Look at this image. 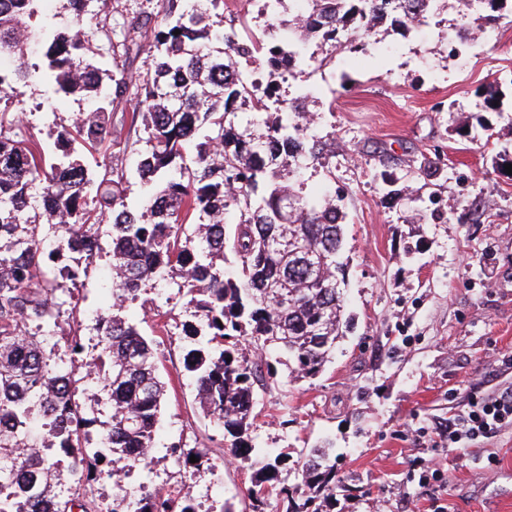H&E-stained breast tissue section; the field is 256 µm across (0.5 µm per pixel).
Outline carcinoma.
Segmentation results:
<instances>
[{"label": "carcinoma", "mask_w": 512, "mask_h": 512, "mask_svg": "<svg viewBox=\"0 0 512 512\" xmlns=\"http://www.w3.org/2000/svg\"><path fill=\"white\" fill-rule=\"evenodd\" d=\"M440 2L300 0L294 28L279 21L271 29L286 34L266 40L213 20L211 8L223 0H160L147 43L138 39L140 17L123 28L126 50L149 60L145 74L135 84L109 76L115 89L103 96V71L84 35L87 19H98L88 0H68L64 30L43 15V0H0V61L14 62L0 74V98L37 79L57 94L96 101L74 130L58 134L52 153L30 134H0V512H92L57 491L65 457L84 486L104 459L122 471L147 466L165 385L157 349L124 311L162 282L187 298L185 368L203 414L224 427L226 453L258 465L251 512L273 498L281 512H326L336 495L332 444L311 451L301 484L290 488L280 478L283 455L256 447L251 428L263 376L275 378L277 364L293 379L319 375L349 327L339 261L344 215L329 195L297 188L301 161L323 145L317 122L304 117L313 89L300 85L281 99L252 76L265 67L285 81L338 50L364 49L366 35L388 19L408 32ZM32 37L43 49L34 65L25 53ZM314 42L331 52L316 56ZM128 100L139 105L128 120L146 144L137 208L126 201L123 174L91 177L74 149L114 141L113 110ZM105 219L112 312L98 316L99 353L84 363L77 336L62 351L53 343L65 305L56 291L87 275ZM246 340L262 357L241 352ZM81 367L103 379L111 408L91 454L83 445L91 420L71 389ZM193 455L197 462L187 457L185 466L216 467L207 449ZM115 487L108 512H195L187 499L175 511L160 492L134 498Z\"/></svg>", "instance_id": "carcinoma-1"}]
</instances>
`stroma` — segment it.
Segmentation results:
<instances>
[{"label": "stroma", "mask_w": 512, "mask_h": 512, "mask_svg": "<svg viewBox=\"0 0 512 512\" xmlns=\"http://www.w3.org/2000/svg\"><path fill=\"white\" fill-rule=\"evenodd\" d=\"M146 0H93L103 22L85 38L101 68L135 77L143 58L120 46L124 24ZM460 8L442 0L443 26L398 34L383 23L368 37L361 60L340 53L335 63L297 69L280 83L314 89L308 108L329 140L302 170L304 193L329 188L344 214L346 298L353 321L324 372L293 381L279 370L258 388L253 435L258 447L286 452L287 485L301 481L304 455L331 440L336 476L346 489L331 512H512V428L449 454L440 438L462 410L470 388L512 385V0L495 23L503 37L484 43L448 34ZM501 94L486 109L489 89ZM19 112L20 129L52 146L88 103L31 81L0 99ZM146 145L122 127L102 163L122 171L128 204L143 182ZM101 250L89 276L63 297L74 308L63 329H75L83 357L98 353L97 312L112 306L110 227L101 224ZM150 308L134 303L126 317L153 340L167 385L155 446L146 470L123 481L132 493L191 494L196 512H250L254 464L227 456L224 431L206 419L185 369L189 343L186 300L174 288L149 292ZM96 378L77 382L75 397L93 419L87 445L99 447L111 410ZM209 449L216 467L186 469L171 444ZM436 479L422 482L424 471Z\"/></svg>", "instance_id": "stroma-1"}]
</instances>
